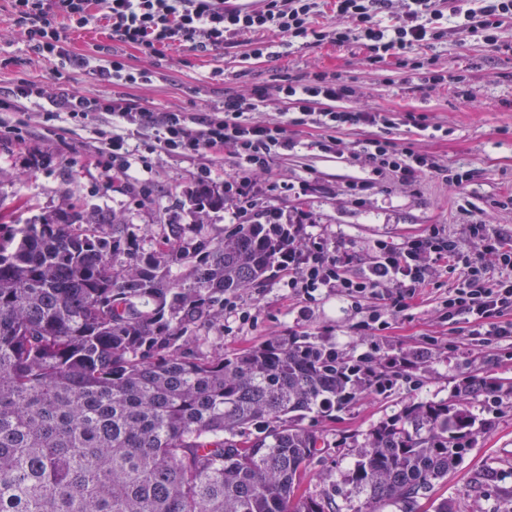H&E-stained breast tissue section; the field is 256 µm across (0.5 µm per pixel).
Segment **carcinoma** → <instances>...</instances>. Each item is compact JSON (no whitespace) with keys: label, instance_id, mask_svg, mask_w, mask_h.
Masks as SVG:
<instances>
[{"label":"carcinoma","instance_id":"1","mask_svg":"<svg viewBox=\"0 0 512 512\" xmlns=\"http://www.w3.org/2000/svg\"><path fill=\"white\" fill-rule=\"evenodd\" d=\"M189 196L224 209L209 184ZM286 243L270 224H165L144 252L117 220L67 210L0 231V512H335L304 489L324 439L298 416L386 393L399 357L367 374L312 336L197 347ZM507 392L467 376L457 403L373 429L350 475L360 512H414L478 433L464 400Z\"/></svg>","mask_w":512,"mask_h":512}]
</instances>
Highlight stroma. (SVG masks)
<instances>
[{
    "label": "stroma",
    "mask_w": 512,
    "mask_h": 512,
    "mask_svg": "<svg viewBox=\"0 0 512 512\" xmlns=\"http://www.w3.org/2000/svg\"><path fill=\"white\" fill-rule=\"evenodd\" d=\"M0 29L10 34L0 42V61L6 63L0 68V90L23 74L50 92L61 87L112 95V85L93 83L81 72L55 80L51 64L35 57L22 30L15 27L6 0H0ZM499 37V51L453 31L433 48L414 51L411 64L432 60L434 70L452 78L448 84L427 85L409 67L368 65L367 52L359 44L288 40L273 32L266 38L277 53L269 57L250 55L243 43L207 52L186 43L161 48L153 56L121 44L116 50L130 67L153 71L151 83L130 88L129 93L157 111L195 112L220 105L228 93L247 98L254 87L274 86L283 76L337 74L355 89L353 106L399 118L391 132L397 143L412 144L449 169L469 172V180L455 190L431 174L404 185L352 160V152L373 136V129L339 131L342 152L334 156L318 148L320 129L291 127L296 146L276 157L268 179L259 182V208L284 215L305 212L312 235L363 258L375 241L400 244L435 225L463 241L472 224H490L512 237V205L503 203L512 195V21L502 25ZM42 109L39 103L27 106L25 146L0 140V215L10 224L37 222L59 210H94L125 224L149 250L162 225L189 223L188 194L201 167L210 166L211 182L219 187L235 169L228 156L210 161L154 153L151 172L132 188L95 164L92 127L46 129L39 118ZM410 113L425 114L429 124L442 127V134L434 136L405 123ZM353 181L359 187L351 195L347 186ZM460 275V269L438 266L432 282L373 342L363 339L357 324L372 311L374 300L356 301L330 288L316 291L310 300L289 290L280 276L238 292L240 310L249 313V320H239L232 312L206 331V348L228 354L277 336H313L356 357L374 348L382 354L427 350L424 367L414 371L411 381H397L386 394L365 396L328 417L303 418V426L316 429L326 440L310 466L308 488L336 502L341 512H357L361 504L348 473L357 445L370 429L410 404L454 401L466 376L512 379V343L481 348L465 324L444 319L441 302ZM466 407L484 426L457 467L430 491L424 512H434L443 500L458 512H512V394H502L493 406L472 398Z\"/></svg>",
    "instance_id": "obj_1"
}]
</instances>
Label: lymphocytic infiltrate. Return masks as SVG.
<instances>
[{"instance_id":"lymphocytic-infiltrate-1","label":"lymphocytic infiltrate","mask_w":512,"mask_h":512,"mask_svg":"<svg viewBox=\"0 0 512 512\" xmlns=\"http://www.w3.org/2000/svg\"><path fill=\"white\" fill-rule=\"evenodd\" d=\"M15 24L23 29L31 51L53 63L55 75L76 71L93 81L118 86L119 94L102 98L90 93L48 94L45 88L18 77L0 96V108L15 112L14 122L0 121V137L22 141L25 122L19 114L26 105L43 100L48 122L83 124L101 119L97 136L99 161L124 179L137 182L151 169L149 154L217 156L229 154L236 169L224 177V201L230 204L236 223L251 222L257 215L254 198L257 178L269 175L271 164L282 152L294 148L284 123L255 120L269 94H277L290 111L306 117L322 129L319 146L336 155L341 143L336 130L350 126L375 128L361 143L355 159L372 166L375 173L396 174L399 182L412 184L426 174L441 175L449 187L467 181L464 173L447 168L413 148L385 137L393 127L389 113L349 105L354 89L340 76L324 72L306 79L282 78L274 89L255 88L251 98L224 97L221 107L198 112H156L123 94V87L145 84L152 75L129 67L111 47L92 58L75 52L63 27L83 29L105 20L113 40L156 54L160 47L192 43L208 51L234 47L239 36L251 35V53L269 55V31L288 38H331L336 46L362 43L367 61L376 66L387 61L405 65L407 56L434 46L448 30L473 37L500 49L498 30L512 19V0H260L259 6L225 5L224 0H9ZM331 6L334 26L324 33L315 25L324 6ZM146 140V154L135 153L132 141ZM469 243L435 228L428 235L401 245L376 241L363 272L353 273L356 255L340 251L320 238L310 237L303 222L288 227V246L279 255L287 275L286 285L311 295L334 288L346 296L386 300L384 312H373L363 324L366 335L385 330L388 318L400 313L426 287L439 261L463 268L462 283L451 288L443 306L448 318L466 324L470 335L490 346L512 338V242L488 224L469 227Z\"/></svg>"}]
</instances>
